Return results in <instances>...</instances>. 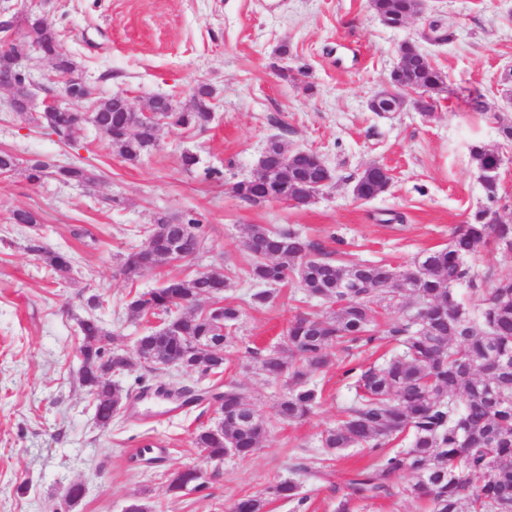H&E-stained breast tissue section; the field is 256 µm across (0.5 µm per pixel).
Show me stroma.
Listing matches in <instances>:
<instances>
[{"mask_svg":"<svg viewBox=\"0 0 512 512\" xmlns=\"http://www.w3.org/2000/svg\"><path fill=\"white\" fill-rule=\"evenodd\" d=\"M49 19L98 97L121 92L140 108L160 94L185 103L205 82L214 91V119L202 132L161 126L156 147L132 164L91 126L66 141L12 116L9 93L0 89V148L21 166L0 177V512H125L135 498L150 512H229L239 498L287 478L299 483L305 505L274 497L269 512H336L347 480L370 456L350 449L311 473L297 465L313 460L320 433L335 425L353 392L334 366L316 377L322 400L311 417L276 421L286 384L258 375L255 356L279 342L296 314L319 304L288 283L252 305L259 286L247 274L245 229L290 226L341 260L402 268L421 251L445 247L486 204L471 147L501 143L496 119L512 121L500 84L512 69V0H425L421 14L398 29L383 24L370 0H56ZM433 21L447 25L446 44L423 39ZM406 41L432 58L445 89L426 115L410 106L371 111L368 102L385 88ZM476 90L487 111L468 107ZM274 138L319 152L334 184L302 206L238 199L233 184L253 173ZM186 152L196 157L189 169ZM33 159L79 162L100 179L87 188L53 177L33 183L22 172ZM370 164L387 168L391 184L364 202L352 187ZM17 208L37 212L40 226L11 224ZM160 215L199 220L204 249L127 279L122 258L141 246L140 227ZM34 240L75 256L70 278L48 273L29 250ZM210 271L227 277L224 299L242 308L223 374L159 375L134 365L118 379L137 393L133 409L99 429L75 352L87 297L102 298L98 315L113 349L130 353L148 324L127 319L125 304L166 279ZM163 384L211 392L241 385L251 408L271 422L251 457L203 464L209 497L171 496L163 475L199 462L192 436L215 421L217 405L165 413L152 394ZM145 447L154 464L136 462ZM75 482L85 494L70 506L66 492Z\"/></svg>","mask_w":512,"mask_h":512,"instance_id":"obj_1","label":"stroma"}]
</instances>
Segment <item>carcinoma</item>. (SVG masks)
I'll list each match as a JSON object with an SVG mask.
<instances>
[{"mask_svg":"<svg viewBox=\"0 0 512 512\" xmlns=\"http://www.w3.org/2000/svg\"><path fill=\"white\" fill-rule=\"evenodd\" d=\"M418 0H371L373 10L387 24L402 27L418 13ZM26 39L38 46L57 75L76 69L75 60L60 52L61 33L45 16L29 12L19 19ZM0 28V75L17 70V48L9 32ZM404 67L394 71L397 86H412L422 94L420 111L433 107L434 96L443 91L445 76L434 66L420 63L424 54L412 43L400 49ZM76 101H89L96 120L112 148L124 160L140 161L156 146L157 129L136 125L116 96L86 99L73 83L68 86ZM213 89L199 82L184 105L157 97L154 107L165 113V124L188 131H203L212 121ZM41 128L69 138L79 127L77 112H39L26 115ZM501 151L482 144L472 146L470 156L477 170L495 169ZM374 179H356L360 198L370 200L386 184L384 168L372 165ZM65 180L92 185L95 170L72 163L58 169ZM305 179L318 186L328 178L326 170L306 156H298L288 171L270 172L253 192L268 193L269 182ZM490 206L474 212L445 248L416 256L411 266L398 269L384 261L338 262L325 254L296 229L263 225L249 228L244 245L251 257V280L264 285L293 282L313 299L330 303L326 317L301 312L289 324L282 342L261 355L257 369L272 379L285 378L288 390L276 405L279 422L308 418L320 406L322 390L313 376L333 364L331 351L348 356L367 346L393 345L395 353L382 363L359 364L344 371L355 390L353 402L336 426L322 433V453L331 456L357 448L375 456L368 466L348 479V497L336 512H349L350 499L368 500L403 494L425 500L431 512H512V278H502L492 288L479 287V274L470 264L480 249L495 246L512 252V222L493 221ZM10 222L35 227L37 213L12 211ZM149 246L125 255L121 271L137 278L146 270L169 263L167 244L174 241L187 254L204 247L203 225L190 218L185 227L165 216L146 227ZM32 251L48 272L67 277L73 257L35 246ZM469 288L462 301L457 287ZM227 288L221 274L205 272L191 279L168 280L133 297L126 315L141 320L148 315H166L179 322L178 336H160L150 330L139 337L142 350L156 364L182 353L187 337L199 336L191 349L193 369L205 375L223 373L224 359L209 349L208 336L224 335V346L233 343L232 333L240 309L224 305L219 325L199 308L203 300L216 298ZM397 314L383 334L374 323V307ZM89 312L78 322V351L82 356L80 384L93 399L96 424L107 430L119 415L130 393L112 380L128 371L126 362L112 350V335L96 314L97 295L87 298ZM224 415L219 426H208L194 434L193 444L211 460L226 455L246 458L260 449L270 422L252 414L235 385L224 388ZM406 479L400 484L399 479ZM209 489L204 477L167 475V490L174 496L203 493ZM269 493L284 499L298 498L299 484L278 481ZM267 501L258 495L238 499L231 512H265Z\"/></svg>","mask_w":512,"mask_h":512,"instance_id":"cac0c4a2","label":"carcinoma"}]
</instances>
